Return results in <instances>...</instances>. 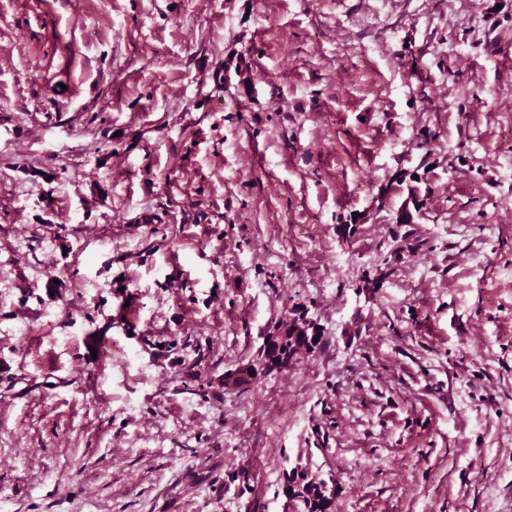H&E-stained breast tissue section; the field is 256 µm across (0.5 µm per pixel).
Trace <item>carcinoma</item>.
<instances>
[{"label": "carcinoma", "mask_w": 512, "mask_h": 512, "mask_svg": "<svg viewBox=\"0 0 512 512\" xmlns=\"http://www.w3.org/2000/svg\"><path fill=\"white\" fill-rule=\"evenodd\" d=\"M319 335V324L307 313H289L269 330L251 361L224 373L223 385L241 391L251 389L260 377L286 369L298 354L319 350L323 345ZM281 493L286 512H334L333 479L313 474L310 463L301 456L288 470Z\"/></svg>", "instance_id": "1"}]
</instances>
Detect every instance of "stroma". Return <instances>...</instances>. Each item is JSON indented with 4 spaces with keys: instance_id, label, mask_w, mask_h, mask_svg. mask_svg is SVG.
<instances>
[{
    "instance_id": "35a3bbf8",
    "label": "stroma",
    "mask_w": 512,
    "mask_h": 512,
    "mask_svg": "<svg viewBox=\"0 0 512 512\" xmlns=\"http://www.w3.org/2000/svg\"><path fill=\"white\" fill-rule=\"evenodd\" d=\"M301 454L512 512V0H0V512H284ZM319 336V339H316ZM323 336L320 326L307 313L289 315L280 320L264 337L256 356L245 365L224 373L223 385L241 391L251 389L261 376L284 370L302 352L320 350Z\"/></svg>"
}]
</instances>
